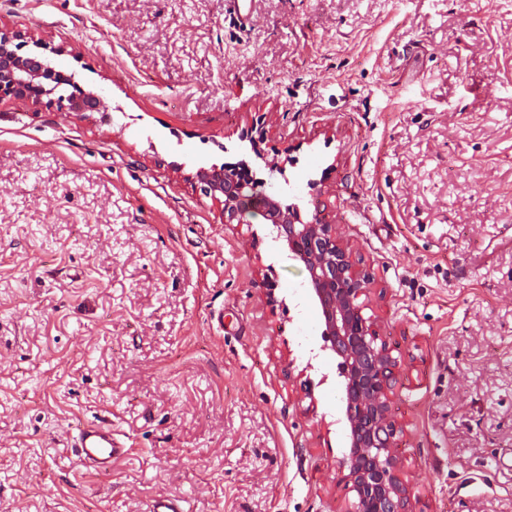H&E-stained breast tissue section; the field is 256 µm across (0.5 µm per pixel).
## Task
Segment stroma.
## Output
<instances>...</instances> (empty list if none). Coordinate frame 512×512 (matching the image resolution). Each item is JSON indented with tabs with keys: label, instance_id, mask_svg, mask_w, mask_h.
<instances>
[{
	"label": "stroma",
	"instance_id": "1",
	"mask_svg": "<svg viewBox=\"0 0 512 512\" xmlns=\"http://www.w3.org/2000/svg\"><path fill=\"white\" fill-rule=\"evenodd\" d=\"M0 0L107 116L0 104V512H348L340 377L261 217L278 160L382 341L410 512H512V0ZM263 119L259 151L240 141ZM312 392H305V382ZM128 455L86 470L71 429Z\"/></svg>",
	"mask_w": 512,
	"mask_h": 512
}]
</instances>
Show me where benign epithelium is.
Here are the masks:
<instances>
[{
  "mask_svg": "<svg viewBox=\"0 0 512 512\" xmlns=\"http://www.w3.org/2000/svg\"><path fill=\"white\" fill-rule=\"evenodd\" d=\"M45 49L38 41L0 30V101L76 116L106 111L102 92L56 69L42 54ZM193 179L204 195L223 205L226 224L249 223V201L258 200L271 238L304 266V286L321 311L323 349L336 358L342 377L348 452L339 468L353 493L352 512H409L411 487L393 451L399 427L392 403L401 360L382 343L365 313L369 279L356 270L338 225L286 203L287 179L272 192H259L248 166L201 165Z\"/></svg>",
  "mask_w": 512,
  "mask_h": 512,
  "instance_id": "7a95c632",
  "label": "benign epithelium"
}]
</instances>
